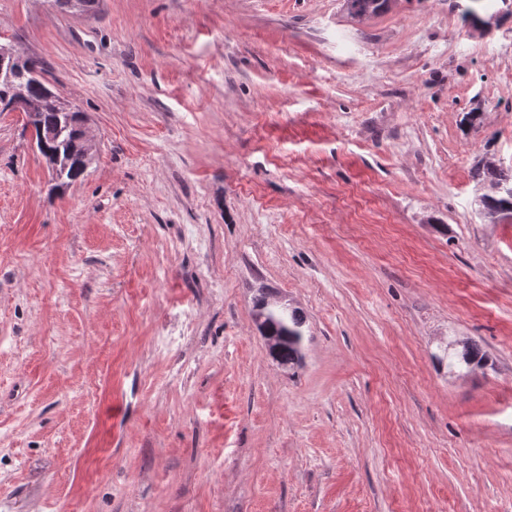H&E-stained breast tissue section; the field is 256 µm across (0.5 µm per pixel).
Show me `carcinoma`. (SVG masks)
I'll use <instances>...</instances> for the list:
<instances>
[{
  "mask_svg": "<svg viewBox=\"0 0 512 512\" xmlns=\"http://www.w3.org/2000/svg\"><path fill=\"white\" fill-rule=\"evenodd\" d=\"M389 0H346L347 9L355 17L377 15L387 9ZM25 95L36 103L35 116L30 122L35 138H46L43 158L50 161L48 170L55 186L67 187L84 176L82 161L85 143L75 117L64 112L59 98L44 82H27ZM473 178L485 190L479 197L480 214L492 222L512 216V168L486 163L475 169ZM256 314L263 317L267 330L274 337L270 353L282 366H294L301 359L304 341V321L295 310L272 305L260 295L254 300ZM460 364L480 366L486 362L481 348L466 342L457 354Z\"/></svg>",
  "mask_w": 512,
  "mask_h": 512,
  "instance_id": "obj_1",
  "label": "carcinoma"
}]
</instances>
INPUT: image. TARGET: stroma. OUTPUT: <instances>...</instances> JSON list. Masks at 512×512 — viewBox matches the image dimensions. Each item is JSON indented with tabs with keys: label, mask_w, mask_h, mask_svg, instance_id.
<instances>
[{
	"label": "stroma",
	"mask_w": 512,
	"mask_h": 512,
	"mask_svg": "<svg viewBox=\"0 0 512 512\" xmlns=\"http://www.w3.org/2000/svg\"><path fill=\"white\" fill-rule=\"evenodd\" d=\"M0 41L95 141L58 191L0 112V512H512V0H0ZM473 178L486 191L479 197L480 214L491 222L512 216V168L494 163L478 166ZM254 308L274 337V345L269 348L274 360L282 366L296 365L305 337L303 318L296 310L270 304L264 295L255 298Z\"/></svg>",
	"instance_id": "stroma-1"
}]
</instances>
